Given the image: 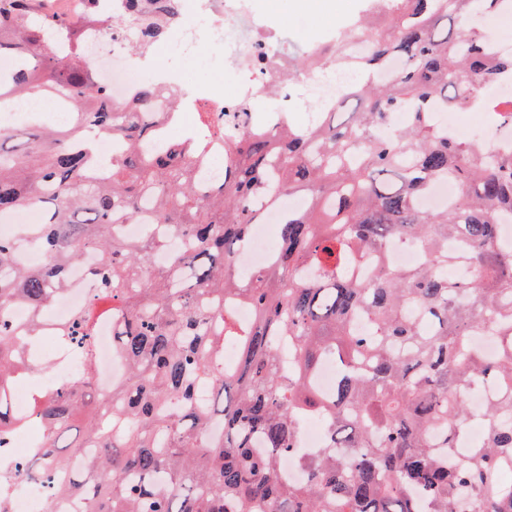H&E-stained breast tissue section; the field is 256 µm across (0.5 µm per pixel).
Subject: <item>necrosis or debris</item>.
Wrapping results in <instances>:
<instances>
[{
	"label": "necrosis or debris",
	"mask_w": 512,
	"mask_h": 512,
	"mask_svg": "<svg viewBox=\"0 0 512 512\" xmlns=\"http://www.w3.org/2000/svg\"><path fill=\"white\" fill-rule=\"evenodd\" d=\"M252 15V0H193L191 6L184 9L180 22L171 31L172 39L179 41L192 54L205 45L215 42L222 44L230 57L244 59L246 73L245 80L236 83L229 92L180 88L184 111L192 113L205 105L230 110L247 99L258 97L260 89L275 84L279 87L277 111L299 110L302 101L296 89L302 86L319 104L318 109L309 113L310 119H317L319 108L327 106L347 90L352 81V72L339 64L328 72L313 68L296 75L292 81L281 80L280 71L285 60L282 48L266 34L249 44L241 43L236 35L239 22ZM130 39L127 32L100 28L88 42L94 60H106L112 64L104 83L112 95L113 104L117 106L124 103L130 89L140 81L133 68L125 64V44ZM273 249L274 242L267 225H254L247 246L235 259L237 271L250 274L262 269L267 265ZM95 260V254L89 252L82 263L70 268L69 286L55 301L54 318H69L90 301L96 285L89 280L86 268ZM116 329V323L108 317L101 319L97 325L95 380L99 393L105 396L111 395L113 386L125 375V362L112 349V334ZM41 437V421L35 417L30 420L26 430H13L7 446L0 448V473L13 475L11 512H83V500L53 495L42 473L14 475L16 464L32 457Z\"/></svg>",
	"instance_id": "obj_1"
}]
</instances>
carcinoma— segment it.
Wrapping results in <instances>:
<instances>
[{
  "instance_id": "1",
  "label": "carcinoma",
  "mask_w": 512,
  "mask_h": 512,
  "mask_svg": "<svg viewBox=\"0 0 512 512\" xmlns=\"http://www.w3.org/2000/svg\"><path fill=\"white\" fill-rule=\"evenodd\" d=\"M359 27L371 40L351 53L340 31L291 57L286 73L349 66L355 79L322 116L358 109L338 125L313 128L279 113L269 125L248 103L205 111V135L173 143L154 110L178 116L176 94L160 101L157 84L140 83L116 107L86 64L87 30L130 29L140 50L168 37L182 0H122L117 12L88 0L78 24L40 10V0H0V109L52 95L76 115L69 126L34 120L19 149L0 132V219L37 208L39 224L0 235V432L25 424L3 409L25 342L40 336L44 312L67 285L72 265L96 254L91 276L101 291L73 317L53 325L82 363L81 375L34 393L43 421V454L58 494H78L85 512H512V150L488 151L438 125L434 112L481 110L512 130V110L477 93L512 82V53H499L470 19L502 11V0H362ZM398 58L404 66L378 77ZM405 124L389 128L393 113ZM120 145L99 174L96 136ZM224 145V176L198 175ZM459 196L425 211L432 183ZM279 212L278 247L267 267L241 276L236 252L250 237L260 196ZM155 224L156 235L128 240L116 227ZM43 253L19 264L14 240ZM404 238L424 253L406 269L385 263L388 244ZM363 259L365 276L353 267ZM467 270L448 276V267ZM227 295L249 301L256 319L239 324ZM120 320L114 351L127 376L105 399L94 386L99 305ZM27 304L25 332L5 310ZM489 331L499 354L487 361L469 338ZM242 352L224 365V343ZM294 360L280 369L281 356ZM328 359L340 366L336 395L324 400L313 378ZM482 381L499 391L479 415L487 440L466 445L468 394ZM209 400L198 399L199 385ZM87 418L80 441H59ZM324 419L327 447L297 456L306 481L279 474L296 451L304 417ZM345 448L344 456L332 452Z\"/></svg>"
}]
</instances>
